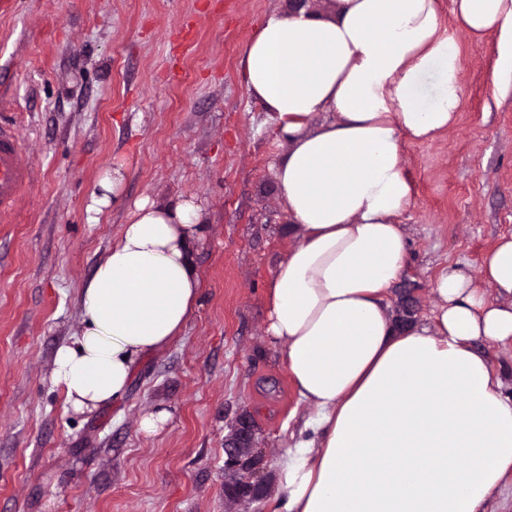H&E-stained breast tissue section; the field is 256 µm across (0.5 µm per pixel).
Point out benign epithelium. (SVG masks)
<instances>
[{"label": "benign epithelium", "instance_id": "1", "mask_svg": "<svg viewBox=\"0 0 512 512\" xmlns=\"http://www.w3.org/2000/svg\"><path fill=\"white\" fill-rule=\"evenodd\" d=\"M259 458L254 429L248 421L242 420L224 440V470L237 474L233 482L224 485V492L236 498H258L261 478L256 460Z\"/></svg>", "mask_w": 512, "mask_h": 512}]
</instances>
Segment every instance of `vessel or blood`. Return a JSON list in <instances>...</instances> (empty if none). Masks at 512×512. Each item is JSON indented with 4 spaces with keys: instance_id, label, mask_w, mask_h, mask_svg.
<instances>
[{
    "instance_id": "vessel-or-blood-1",
    "label": "vessel or blood",
    "mask_w": 512,
    "mask_h": 512,
    "mask_svg": "<svg viewBox=\"0 0 512 512\" xmlns=\"http://www.w3.org/2000/svg\"><path fill=\"white\" fill-rule=\"evenodd\" d=\"M31 166L24 140L9 124L0 123V214L8 213L29 183Z\"/></svg>"
}]
</instances>
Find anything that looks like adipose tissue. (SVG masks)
Wrapping results in <instances>:
<instances>
[{
    "label": "adipose tissue",
    "mask_w": 512,
    "mask_h": 512,
    "mask_svg": "<svg viewBox=\"0 0 512 512\" xmlns=\"http://www.w3.org/2000/svg\"><path fill=\"white\" fill-rule=\"evenodd\" d=\"M451 15L445 26L439 0L302 5L267 14L243 48L245 84L288 143L275 178L297 238L272 273L266 338L315 409L279 475L285 512H480L512 474V398L474 348L512 341V238L483 265L501 303L458 268L435 281L431 325L384 301L406 265L402 145L434 140L461 107L457 31L492 35L494 87L512 93V0H451ZM320 112L330 120L313 124ZM204 235L195 199L136 204L55 354L73 413L118 402L180 336Z\"/></svg>",
    "instance_id": "adipose-tissue-1"
}]
</instances>
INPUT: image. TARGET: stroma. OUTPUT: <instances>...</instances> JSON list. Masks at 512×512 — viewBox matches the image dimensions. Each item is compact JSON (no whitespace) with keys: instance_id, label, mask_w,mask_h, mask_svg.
<instances>
[{"instance_id":"obj_1","label":"stroma","mask_w":512,"mask_h":512,"mask_svg":"<svg viewBox=\"0 0 512 512\" xmlns=\"http://www.w3.org/2000/svg\"><path fill=\"white\" fill-rule=\"evenodd\" d=\"M289 0H0V122L24 134L32 182L0 218V512H283L279 472L313 415L265 339L269 279L296 244L273 165L288 145L243 79L242 48ZM491 36L460 34L463 104L434 141L407 142V262L386 300L429 322L436 278L479 275L512 237V94L495 93ZM120 204L90 223L101 171ZM193 197L199 302L138 367L126 396L68 411L57 349L136 202ZM164 409L158 433L141 420ZM249 416L260 500L224 493V439Z\"/></svg>"}]
</instances>
